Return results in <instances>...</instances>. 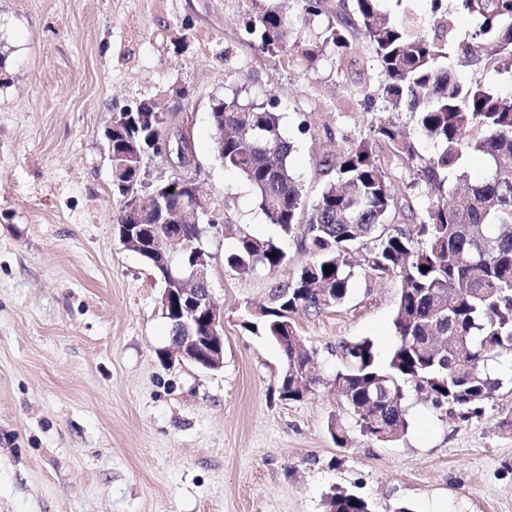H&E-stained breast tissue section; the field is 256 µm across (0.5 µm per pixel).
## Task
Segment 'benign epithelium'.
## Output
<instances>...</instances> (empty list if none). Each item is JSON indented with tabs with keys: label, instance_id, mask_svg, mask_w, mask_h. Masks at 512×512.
Listing matches in <instances>:
<instances>
[{
	"label": "benign epithelium",
	"instance_id": "benign-epithelium-1",
	"mask_svg": "<svg viewBox=\"0 0 512 512\" xmlns=\"http://www.w3.org/2000/svg\"><path fill=\"white\" fill-rule=\"evenodd\" d=\"M180 143L177 158L170 151L164 152L169 165L185 169L195 162L190 137L182 128H177ZM139 212H130V223L123 225L121 240L125 247L138 250L137 238L144 236L143 225L138 223ZM165 240L181 246L191 254V271L183 277L168 275L161 287L160 303L163 315L172 320L175 336L165 350L170 360L190 364L196 368L217 371L224 367V312L214 301L209 285V255L201 248L185 245L177 218L167 226Z\"/></svg>",
	"mask_w": 512,
	"mask_h": 512
}]
</instances>
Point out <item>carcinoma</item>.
<instances>
[{
	"label": "carcinoma",
	"mask_w": 512,
	"mask_h": 512,
	"mask_svg": "<svg viewBox=\"0 0 512 512\" xmlns=\"http://www.w3.org/2000/svg\"><path fill=\"white\" fill-rule=\"evenodd\" d=\"M295 2L294 19L279 0H235L244 38L288 67L306 62L312 69L327 56L344 58L352 50L350 37H360L366 62L380 76L385 108L408 113L418 137L388 120L354 145L329 140L316 166L323 185L309 205L288 164L294 145L282 135L276 95L257 107L234 92L213 105L217 159L252 187L266 222L283 237L301 231L300 244L310 253L275 290L273 303L260 307L262 318L246 327L274 343L288 363L281 397L298 401L299 390L327 383L371 440H378L379 428L394 440L407 432L411 391L433 409L467 421L503 385L488 364L512 352V94L466 79L458 68L492 73L512 67V0H458V9L480 20L465 37L448 0H425L424 13L397 17L382 12V0ZM110 112L118 116L112 128L116 224L126 223L137 201L151 203L143 223L152 226L155 240L167 231L160 208L194 206L199 223H218L186 189H175L179 177L153 184L140 164V148L159 150L164 128L179 111L142 99ZM422 140L432 152H421ZM472 154L486 166L473 182L464 170ZM424 190L432 198L419 209ZM354 254L371 275L398 278V341L384 363L367 338L340 342L343 367L325 380L307 373L315 351L293 315L344 303L355 277ZM225 263L235 271H271L288 264V255L280 239L240 231ZM326 506L327 512H372L366 499L342 488L332 491Z\"/></svg>",
	"instance_id": "cac0c4a2"
}]
</instances>
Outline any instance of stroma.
<instances>
[{
	"instance_id": "1",
	"label": "stroma",
	"mask_w": 512,
	"mask_h": 512,
	"mask_svg": "<svg viewBox=\"0 0 512 512\" xmlns=\"http://www.w3.org/2000/svg\"><path fill=\"white\" fill-rule=\"evenodd\" d=\"M165 21L190 26L181 51L163 38ZM226 48L238 61L229 82ZM0 53L11 72L0 87V512H326L334 487L372 512H512V429L502 424L512 419V353L482 415L462 421L412 395L407 433L374 441L328 385L281 399L283 357L245 326L308 259L298 239L274 272L224 263L236 230L279 231L216 160L213 103L232 86L256 103L277 91L288 162L316 198L314 140L358 141L388 119L412 126L378 100L358 111L357 93L378 86L363 43L344 63L288 70L243 39L231 0H0ZM183 91L189 109L177 120L196 156L186 176L232 223L203 238L224 311L217 371L162 356L160 287L116 232L103 140L110 106H171ZM398 296L396 277L361 274L342 305L296 314L323 376L341 366L343 340L390 354Z\"/></svg>"
}]
</instances>
